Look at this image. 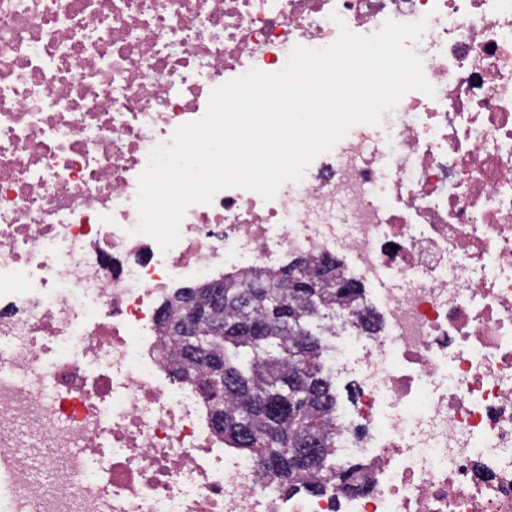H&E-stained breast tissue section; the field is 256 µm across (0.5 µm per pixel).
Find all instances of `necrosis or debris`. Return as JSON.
<instances>
[{
    "label": "necrosis or debris",
    "instance_id": "4bbe7bcc",
    "mask_svg": "<svg viewBox=\"0 0 512 512\" xmlns=\"http://www.w3.org/2000/svg\"><path fill=\"white\" fill-rule=\"evenodd\" d=\"M429 17L407 93L272 200L219 192L161 252L150 151L295 45ZM340 261L362 287L357 488L286 491L172 373L167 294ZM0 512H512V0H0Z\"/></svg>",
    "mask_w": 512,
    "mask_h": 512
}]
</instances>
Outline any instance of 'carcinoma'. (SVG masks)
I'll use <instances>...</instances> for the list:
<instances>
[{"instance_id": "carcinoma-1", "label": "carcinoma", "mask_w": 512, "mask_h": 512, "mask_svg": "<svg viewBox=\"0 0 512 512\" xmlns=\"http://www.w3.org/2000/svg\"><path fill=\"white\" fill-rule=\"evenodd\" d=\"M331 259L312 271L302 259L279 269L250 270L199 287L181 288L159 312V326L175 359L176 376L201 371L198 347L174 330L181 303L202 293L209 319L224 326L200 344L224 363L223 409L205 399L224 440L249 458L262 457L267 476L290 491L303 478L308 490L346 483L351 469L336 462V392L322 336L362 288L336 272Z\"/></svg>"}]
</instances>
